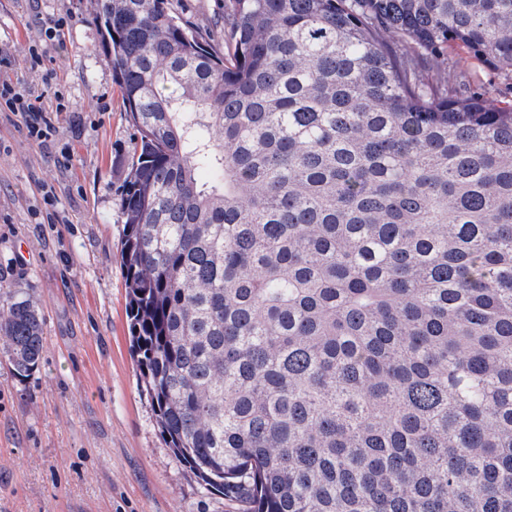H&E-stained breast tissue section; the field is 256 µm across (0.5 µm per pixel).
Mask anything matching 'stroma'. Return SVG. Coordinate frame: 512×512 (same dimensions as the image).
Masks as SVG:
<instances>
[{
    "label": "stroma",
    "mask_w": 512,
    "mask_h": 512,
    "mask_svg": "<svg viewBox=\"0 0 512 512\" xmlns=\"http://www.w3.org/2000/svg\"><path fill=\"white\" fill-rule=\"evenodd\" d=\"M69 15L58 70L69 109L46 142L0 112V286L34 298L46 343L25 379L0 354V512H240L177 463L139 389L118 205L132 130L90 0H0V51L14 83L40 87L28 50L43 21ZM101 98L109 111H93ZM45 188L59 223L39 221Z\"/></svg>",
    "instance_id": "stroma-1"
}]
</instances>
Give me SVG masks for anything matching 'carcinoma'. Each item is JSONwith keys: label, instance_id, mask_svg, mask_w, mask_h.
<instances>
[{"label": "carcinoma", "instance_id": "1", "mask_svg": "<svg viewBox=\"0 0 512 512\" xmlns=\"http://www.w3.org/2000/svg\"><path fill=\"white\" fill-rule=\"evenodd\" d=\"M133 147L131 352L243 512H512V0H93ZM0 353H44L0 287ZM180 5L201 29L215 28L216 25H220V20L224 16V1L184 0ZM448 57L461 59L463 69L468 73L470 79L488 88L495 99L503 102H511V85H506V82L496 71L489 69L457 49L448 50Z\"/></svg>", "mask_w": 512, "mask_h": 512}]
</instances>
